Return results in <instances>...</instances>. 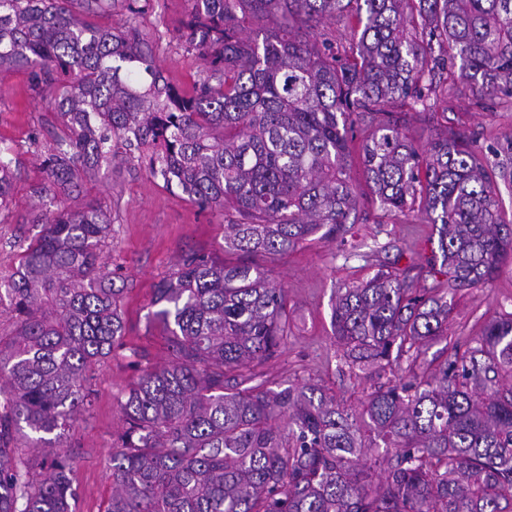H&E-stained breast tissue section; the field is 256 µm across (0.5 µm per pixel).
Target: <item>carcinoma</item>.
<instances>
[{
    "label": "carcinoma",
    "instance_id": "1",
    "mask_svg": "<svg viewBox=\"0 0 512 512\" xmlns=\"http://www.w3.org/2000/svg\"><path fill=\"white\" fill-rule=\"evenodd\" d=\"M71 2L0 0V69L48 87L63 126L43 151L40 197L77 196L102 161L151 146L153 176L234 215L224 250L243 256H185L155 289L171 360L119 402L105 512H512V313L435 371L418 365L448 340L459 291L512 259L500 189L512 187V136L484 153L465 131L425 148L403 133L406 108L452 110L444 73L455 67L474 107L512 112V0H188L186 39L208 65L190 96L159 86L134 31L84 22ZM337 17L356 44L307 37ZM249 18L270 22L263 38L244 34ZM369 115L370 201L434 225L438 254L421 267L429 286L380 264L338 289L342 366L370 380L406 365L356 407L309 379L257 381L292 322L286 288L250 257L333 242L358 223L349 144ZM12 191L0 156V210ZM36 223L0 278L14 324L0 336V512H72L71 458L45 435L90 407L87 371L124 332V288L103 260L107 213L89 202ZM25 427L38 463L16 445Z\"/></svg>",
    "mask_w": 512,
    "mask_h": 512
}]
</instances>
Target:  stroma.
<instances>
[{
	"label": "stroma",
	"mask_w": 512,
	"mask_h": 512,
	"mask_svg": "<svg viewBox=\"0 0 512 512\" xmlns=\"http://www.w3.org/2000/svg\"><path fill=\"white\" fill-rule=\"evenodd\" d=\"M189 20L188 0H151L133 14L122 0L92 22L116 31L136 30L148 43L162 80L183 94L206 75L198 53L183 31ZM470 84L461 78L451 87L453 112L436 113L433 120L412 113L405 132L419 146L445 129H466L477 135V148L512 135V112L469 108ZM61 124L46 100L36 94L27 74L0 70V148L7 149L15 173L14 191L6 210H0V276H9L22 248L41 230L36 219L43 210L33 188L43 180L35 148L55 144ZM98 204L110 217L112 233L104 259L123 287L124 335L111 356L94 366L93 404L65 430L60 445L75 460L72 471L76 497L73 512H105L112 496L110 454L123 426L118 401L136 379L139 368L167 362V335L154 321V289L169 277L180 257L204 255L229 263L237 254L224 250L223 211L203 208L185 193L153 177L134 154H120L100 167L78 197H58L53 207ZM356 241L381 245L379 263L405 269L423 263L437 246L432 225L405 224L364 205L354 229ZM275 278L288 293L293 334L279 355L263 368L266 380L312 379L350 404H358L366 380L339 372L336 341L332 335L331 299L335 289L359 284L372 272L369 262L354 255L351 246L313 241L269 262ZM512 312V262H504L494 279L463 290L448 319V340L426 346L419 358L425 368H436L444 348H467L485 324Z\"/></svg>",
	"instance_id": "1"
}]
</instances>
